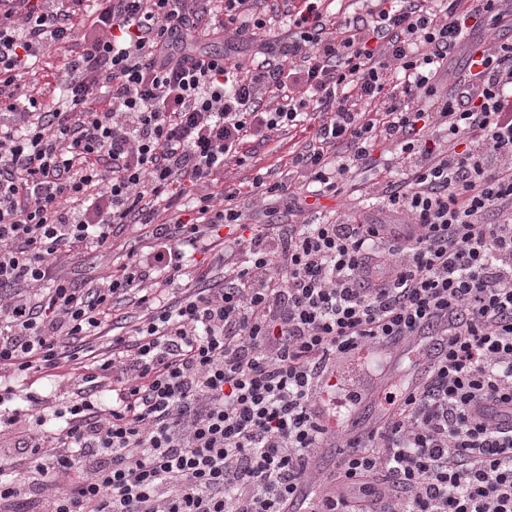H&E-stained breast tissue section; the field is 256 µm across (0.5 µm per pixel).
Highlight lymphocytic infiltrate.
Segmentation results:
<instances>
[{
    "mask_svg": "<svg viewBox=\"0 0 512 512\" xmlns=\"http://www.w3.org/2000/svg\"><path fill=\"white\" fill-rule=\"evenodd\" d=\"M84 2L0 0V405L22 402L0 415V512H289L302 484L319 512H512V40L468 42L512 28V0H359L340 21L286 0L279 43L260 0H224L214 27L192 0H92L65 101L19 110V78ZM211 38L223 54L194 53ZM312 115L297 214L366 172L387 221L248 225L237 192L212 193L246 142ZM382 143L400 179L376 170ZM186 181L204 194L159 220ZM124 224L148 252L93 288L59 274ZM198 254L222 283L188 286ZM129 296L136 324L91 347ZM396 349L420 381L374 379ZM60 369L57 406L9 384ZM365 402L378 420L345 439Z\"/></svg>",
    "mask_w": 512,
    "mask_h": 512,
    "instance_id": "1",
    "label": "lymphocytic infiltrate"
}]
</instances>
